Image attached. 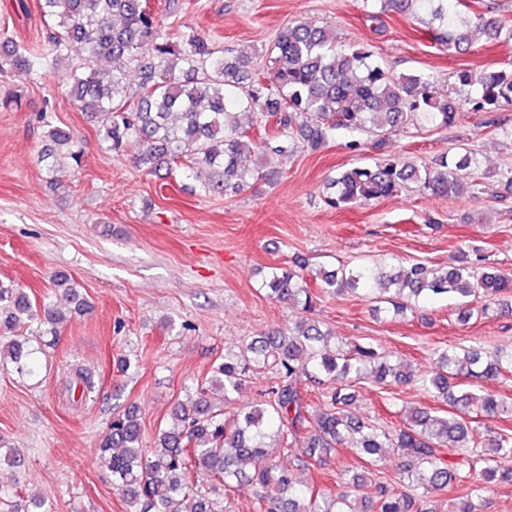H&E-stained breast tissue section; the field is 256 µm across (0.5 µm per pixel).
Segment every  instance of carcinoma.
<instances>
[{"mask_svg":"<svg viewBox=\"0 0 512 512\" xmlns=\"http://www.w3.org/2000/svg\"><path fill=\"white\" fill-rule=\"evenodd\" d=\"M388 6L420 20L433 39L448 50L466 51L473 36L490 39L507 35L512 25L496 19L458 23L450 13L451 0H387ZM44 17L53 20L41 48H0V78L33 83L50 72H64L63 86L80 111L102 118L101 136L115 154L136 145L134 163L153 172L164 166L187 174L210 173L204 191L238 192L262 175L245 159L253 153L285 156L299 147L316 151L342 130L375 144L399 127L420 121L441 127L456 122L455 99H440L422 75L394 76L362 47L337 49L332 32L308 21L289 23L278 32L268 54L274 66L246 74L249 57L216 47L191 28L164 27L147 0H39ZM104 57L119 62L103 79L90 66ZM463 87L478 86L470 100L472 111L493 112L512 105V67L484 72L462 70ZM255 117L248 128L235 115ZM39 121L55 148L80 165L83 151L74 134L55 125L50 110ZM477 163L476 152L440 155L422 167L392 157L373 165L348 168L331 180L327 204L335 209L393 198L415 185L420 192L467 194L476 198L485 185L465 183L459 172ZM456 266L424 262L385 269L368 263L323 269L316 275L327 295L361 293L387 303L396 313L433 296L461 300L482 296L478 310L490 305L509 313L512 275L487 262L483 250L468 245L459 250ZM54 291L69 307L39 301L20 288L0 283V357L24 378L37 371L39 356L57 344L60 329L89 310L75 281L55 276ZM269 297L309 313L315 294L306 279L290 269L272 267L262 282ZM316 320L301 319L286 332L260 336L239 352H226L209 374L189 390L172 411L170 426L160 430L153 445L144 447L134 407L113 414L99 443L100 458L114 490L134 512H227L224 495L233 484L247 481L254 490L256 512H357L346 492L326 494L300 484L287 456L296 442L304 443L301 464H322L332 453L347 449L367 468L384 448L405 458L397 477L403 491L394 493L384 476L372 479L350 474L348 484L362 491L370 512H437L427 507V494H449L457 512H474L473 497L501 480L512 484V427L490 440L488 451L476 459L452 460L445 449L470 443L469 410L488 417L512 419V402L491 390L454 391L453 381L465 377L491 379L512 372V348L493 352L478 349L434 348L437 370L415 374L403 358L392 365L372 345L343 350ZM270 370L274 385L253 405L224 419L230 395L253 376ZM370 379L376 385L417 381L435 400L455 407L453 417L414 411L409 424L391 430L356 417L349 407L355 393L351 383ZM72 387L87 396L95 389L92 371H75ZM483 463L476 470L477 463Z\"/></svg>","mask_w":512,"mask_h":512,"instance_id":"cac0c4a2","label":"carcinoma"}]
</instances>
